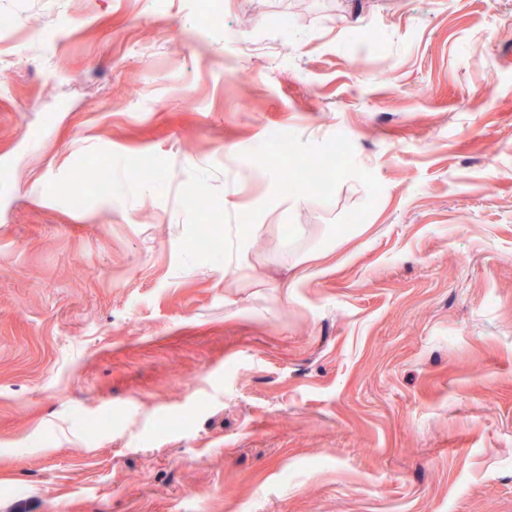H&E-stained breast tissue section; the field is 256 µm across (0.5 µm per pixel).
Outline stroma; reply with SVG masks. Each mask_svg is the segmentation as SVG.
Returning <instances> with one entry per match:
<instances>
[{
	"label": "stroma",
	"instance_id": "stroma-1",
	"mask_svg": "<svg viewBox=\"0 0 512 512\" xmlns=\"http://www.w3.org/2000/svg\"><path fill=\"white\" fill-rule=\"evenodd\" d=\"M1 17L0 512H512V0ZM227 241H228V255L224 263V272L228 274L231 271H238L242 269L244 259L247 255L248 238L246 236L231 235L229 232L230 226L228 225Z\"/></svg>",
	"mask_w": 512,
	"mask_h": 512
}]
</instances>
